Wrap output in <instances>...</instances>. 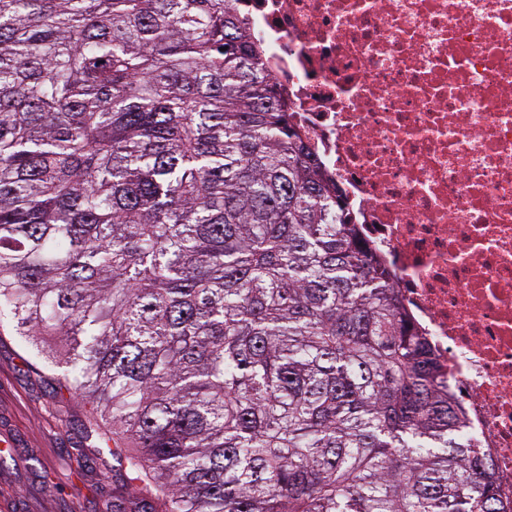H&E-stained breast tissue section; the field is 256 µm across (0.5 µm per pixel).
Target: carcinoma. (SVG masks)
<instances>
[{"instance_id":"carcinoma-1","label":"carcinoma","mask_w":512,"mask_h":512,"mask_svg":"<svg viewBox=\"0 0 512 512\" xmlns=\"http://www.w3.org/2000/svg\"><path fill=\"white\" fill-rule=\"evenodd\" d=\"M231 0H0V336L112 512H512Z\"/></svg>"}]
</instances>
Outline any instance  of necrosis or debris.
<instances>
[{
  "label": "necrosis or debris",
  "instance_id": "4bbe7bcc",
  "mask_svg": "<svg viewBox=\"0 0 512 512\" xmlns=\"http://www.w3.org/2000/svg\"><path fill=\"white\" fill-rule=\"evenodd\" d=\"M512 503V0H235Z\"/></svg>",
  "mask_w": 512,
  "mask_h": 512
}]
</instances>
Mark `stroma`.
<instances>
[{
  "label": "stroma",
  "mask_w": 512,
  "mask_h": 512,
  "mask_svg": "<svg viewBox=\"0 0 512 512\" xmlns=\"http://www.w3.org/2000/svg\"><path fill=\"white\" fill-rule=\"evenodd\" d=\"M33 361L12 337L0 338V456L10 452L17 459L0 466V500L12 501L14 512H109L111 476L76 450L83 408L56 406L50 370L34 371ZM26 456L47 464L48 476L23 467Z\"/></svg>",
  "instance_id": "35a3bbf8"
}]
</instances>
